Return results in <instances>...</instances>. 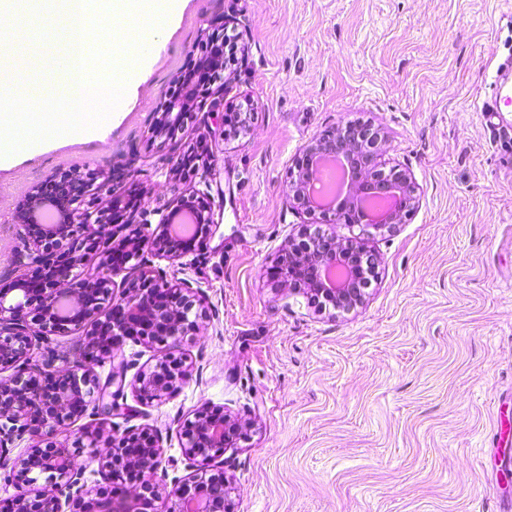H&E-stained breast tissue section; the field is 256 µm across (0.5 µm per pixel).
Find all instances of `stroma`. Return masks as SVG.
<instances>
[{
    "instance_id": "1",
    "label": "stroma",
    "mask_w": 512,
    "mask_h": 512,
    "mask_svg": "<svg viewBox=\"0 0 512 512\" xmlns=\"http://www.w3.org/2000/svg\"><path fill=\"white\" fill-rule=\"evenodd\" d=\"M230 19L238 60L225 107L250 102L249 132L220 135L197 104L175 137L157 109ZM512 50V0H178L108 143L58 142L0 170V289L28 229L18 204L63 173L120 175L152 236L176 190L210 206L215 228L176 262L197 326L178 355L190 376L163 403L125 386L123 409L88 408L74 428L15 440L0 498L33 444L65 446L95 471L75 432L99 422L149 429L169 478L188 479L185 422L205 406L245 426L212 466L233 512H507L512 449V113L481 112L498 57ZM381 127V161L411 174L417 206L366 237L379 257L362 304L320 311L269 270L307 220L289 196L302 148L346 122Z\"/></svg>"
}]
</instances>
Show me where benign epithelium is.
<instances>
[{
    "label": "benign epithelium",
    "mask_w": 512,
    "mask_h": 512,
    "mask_svg": "<svg viewBox=\"0 0 512 512\" xmlns=\"http://www.w3.org/2000/svg\"><path fill=\"white\" fill-rule=\"evenodd\" d=\"M203 96L212 98L210 114L218 124H224V87L206 85ZM197 89L185 83L183 94L163 97L159 104L160 120L155 135H163V126L179 122L189 107L195 104ZM384 141L381 129L371 124H342L325 131L304 146L301 160L291 173L292 198L306 214L327 211L319 209L313 200L311 170L320 157L342 155L354 167L355 178L346 201L334 209L344 224L360 227V234L342 245L336 237L319 230H303L298 238L277 258L276 270L282 282L279 287L297 292V282L303 281L312 292L321 293L336 309L349 311L361 304L365 297L363 275L365 268L379 263L378 256L361 242V236L371 231L391 232L417 204L412 177L406 171L393 167L386 171L380 164V145ZM60 198L50 200L38 189L22 201L16 210V222L36 224L42 209L53 203L58 209L54 224L43 225L42 235L23 244L14 253L18 268L43 267L51 271L45 284L30 288L17 283L18 295L7 298L0 291V373L9 370L8 379L0 378V450L24 434L39 432L41 422L47 420L59 427L72 424L83 416L91 403L110 415L119 410L112 398L124 389L125 371L111 374L109 382L100 384L93 378L92 365L112 359V353L126 341L145 342L173 349L181 337L195 326L190 319L194 308L192 288L185 281H168L148 264L145 250L174 262L186 251L183 240L170 232V224L182 211L194 214L195 223L211 227L209 208L194 204V195L181 192L157 225L151 238L128 232L129 225L112 223V209L120 197L109 188L106 203L96 195L94 188L80 177L66 175L60 184ZM119 241L127 250L125 262L116 264L108 245ZM102 254L107 274L84 279H71V269L83 264L89 256ZM134 262L136 275L128 276L126 264ZM340 265L346 271L343 282L331 288L325 283V271ZM122 276L123 293L113 303L112 311L103 317L98 303L112 294L114 277ZM66 301L73 307L69 317L58 315V306ZM85 331L83 360L78 368L61 374L60 381L45 391L41 385L42 369L28 367L32 337L65 333L71 327ZM188 377L185 364L170 353L152 367L135 374L134 389L140 401L160 403L176 391L180 381ZM115 392H110L112 385ZM242 433L239 423L226 415L202 409L185 424L183 447L188 467L204 470L214 457L232 444L234 435ZM80 443L97 448L100 444L124 448L122 456L114 453L96 458L99 470L112 479H121L120 470H134L145 488L151 490L152 501L161 498L172 503V512H187L189 501L199 506L197 512H231L226 493H217L210 483L196 480L192 483L174 479L158 488L162 464L161 448L148 433L125 431L115 436L103 424L82 428ZM22 484L30 487L42 481L51 485L56 494L21 491L13 496L9 512H63L62 499L73 496H91L94 485L85 478V470L78 469L65 450L53 454L41 448L31 449L21 475ZM94 512H156L144 505L139 491H128L120 496L98 498L93 502Z\"/></svg>",
    "instance_id": "7a95c632"
}]
</instances>
